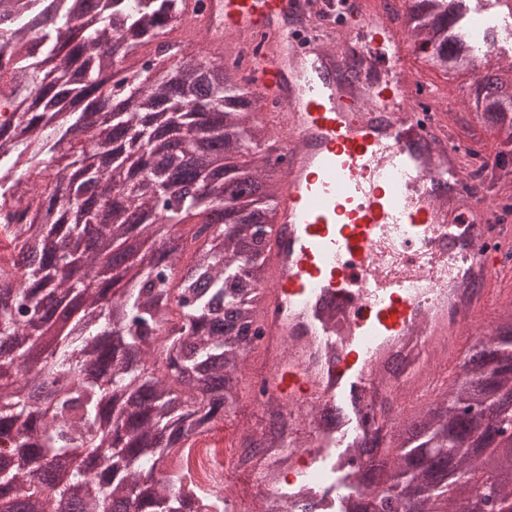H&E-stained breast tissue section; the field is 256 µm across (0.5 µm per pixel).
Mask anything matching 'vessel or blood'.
Returning a JSON list of instances; mask_svg holds the SVG:
<instances>
[{
  "label": "vessel or blood",
  "instance_id": "vessel-or-blood-1",
  "mask_svg": "<svg viewBox=\"0 0 512 512\" xmlns=\"http://www.w3.org/2000/svg\"><path fill=\"white\" fill-rule=\"evenodd\" d=\"M300 10L320 19L303 48L272 21ZM183 23L213 55L228 31L275 39L248 74L279 103L269 119L280 132L283 222L255 346L267 369L243 387L304 429L288 441L276 498L339 512L368 464L364 443L378 439V460L390 459L400 420L387 406L418 389L454 332L486 330L512 248L468 201L465 148L423 116L419 89L394 73L383 94L359 75L356 59L382 49L397 66L410 52L382 13L360 4L340 25L336 0H206Z\"/></svg>",
  "mask_w": 512,
  "mask_h": 512
}]
</instances>
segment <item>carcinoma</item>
<instances>
[{
    "label": "carcinoma",
    "instance_id": "obj_1",
    "mask_svg": "<svg viewBox=\"0 0 512 512\" xmlns=\"http://www.w3.org/2000/svg\"><path fill=\"white\" fill-rule=\"evenodd\" d=\"M187 0H0V500L22 494L59 512H224V480L191 463L192 439L236 412L243 362L258 336L277 168L249 150L275 137L269 103L240 58L190 56L170 38ZM455 0H412L404 28L444 75H468L484 42L459 28ZM152 45L153 50L139 54ZM132 64H125L128 57ZM512 87L476 81L474 109L512 130ZM501 150L492 184L512 181ZM218 213L191 237L182 212ZM138 248L121 282L89 246ZM74 332L47 341L63 305ZM450 393L395 442L393 465L366 470L346 512L387 485L376 512H444L462 477L497 468L483 449L491 416L512 402V327L475 342ZM271 444L250 437L251 459ZM82 459L45 489L33 463ZM512 500V483L483 503Z\"/></svg>",
    "mask_w": 512,
    "mask_h": 512
}]
</instances>
